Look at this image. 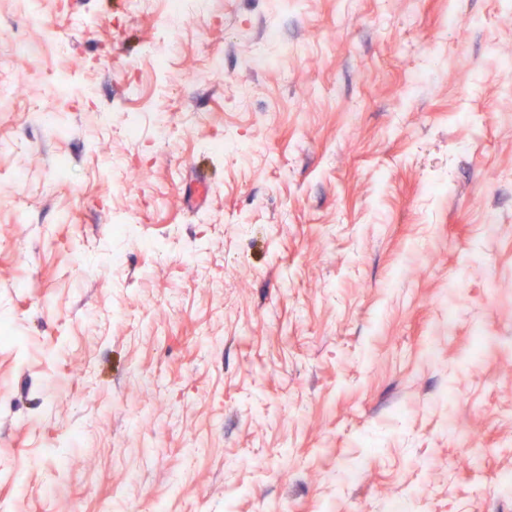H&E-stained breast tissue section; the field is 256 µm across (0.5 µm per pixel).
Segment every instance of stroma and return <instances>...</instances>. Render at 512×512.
<instances>
[{
    "instance_id": "stroma-1",
    "label": "stroma",
    "mask_w": 512,
    "mask_h": 512,
    "mask_svg": "<svg viewBox=\"0 0 512 512\" xmlns=\"http://www.w3.org/2000/svg\"><path fill=\"white\" fill-rule=\"evenodd\" d=\"M39 12L0 0V507L512 512V9Z\"/></svg>"
}]
</instances>
